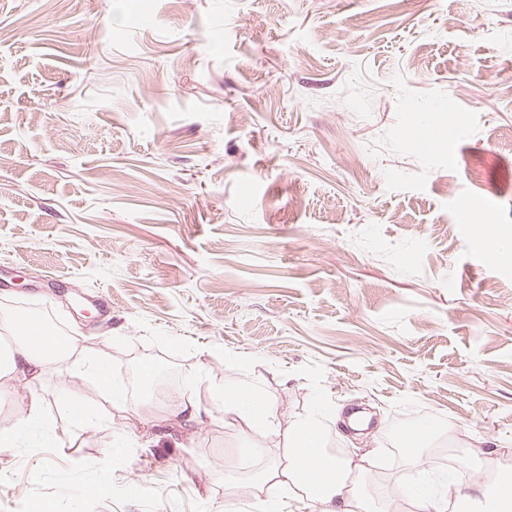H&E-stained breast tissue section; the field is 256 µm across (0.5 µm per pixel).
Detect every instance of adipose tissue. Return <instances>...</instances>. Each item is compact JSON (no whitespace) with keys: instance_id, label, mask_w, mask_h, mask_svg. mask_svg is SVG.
Segmentation results:
<instances>
[{"instance_id":"1","label":"adipose tissue","mask_w":512,"mask_h":512,"mask_svg":"<svg viewBox=\"0 0 512 512\" xmlns=\"http://www.w3.org/2000/svg\"><path fill=\"white\" fill-rule=\"evenodd\" d=\"M49 370L71 378L93 374L112 406L121 407L127 401L125 389L113 384L112 367L104 356L75 343L60 347L55 337L25 331L10 309H0V399L10 398L21 388L31 392L25 412L10 427L0 429L1 448L14 447L26 437L44 436L43 401L34 388ZM216 398L224 406L225 422L245 431L279 418L278 403L272 398L257 399L233 387L218 389ZM325 428L326 415L317 407L292 419L282 433L285 461L265 465L259 481L261 492L268 501L275 502L284 491H293L295 496L312 501L318 512H390L386 507L375 510L369 491L349 479L350 474L367 469L373 456L371 449H364L353 459H336L333 471L320 477L311 475L304 451L320 448ZM396 497L414 501L418 512H448L452 501L479 505L486 512H512V478L492 489L477 480L456 483L444 495H418L403 488Z\"/></svg>"}]
</instances>
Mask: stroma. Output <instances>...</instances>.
Here are the masks:
<instances>
[{
	"instance_id": "35a3bbf8",
	"label": "stroma",
	"mask_w": 512,
	"mask_h": 512,
	"mask_svg": "<svg viewBox=\"0 0 512 512\" xmlns=\"http://www.w3.org/2000/svg\"><path fill=\"white\" fill-rule=\"evenodd\" d=\"M1 306L116 383L176 366L205 416L47 374L52 440L0 449V512H264L242 464L278 439L225 424L221 386L284 425L366 408L379 506L410 423L433 482L474 447L512 473V0H0ZM62 403L63 407L69 410L71 419L82 426L95 425L99 420L95 413L80 403L75 394L70 390L63 392Z\"/></svg>"
}]
</instances>
